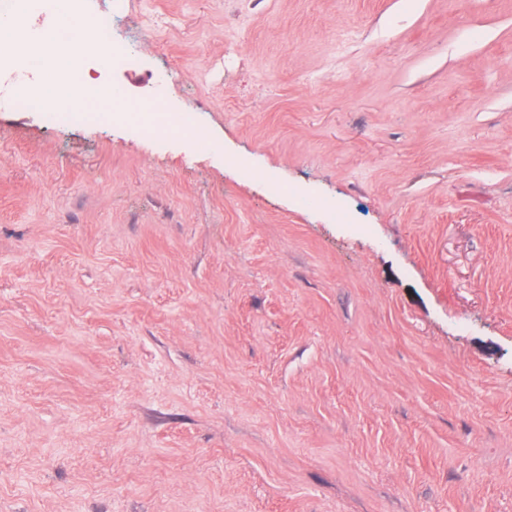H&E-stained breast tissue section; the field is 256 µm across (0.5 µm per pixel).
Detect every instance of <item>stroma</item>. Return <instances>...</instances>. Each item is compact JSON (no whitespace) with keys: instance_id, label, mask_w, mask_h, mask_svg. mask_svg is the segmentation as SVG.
<instances>
[{"instance_id":"obj_1","label":"stroma","mask_w":512,"mask_h":512,"mask_svg":"<svg viewBox=\"0 0 512 512\" xmlns=\"http://www.w3.org/2000/svg\"><path fill=\"white\" fill-rule=\"evenodd\" d=\"M116 29L200 126L0 110V512H512V0Z\"/></svg>"}]
</instances>
